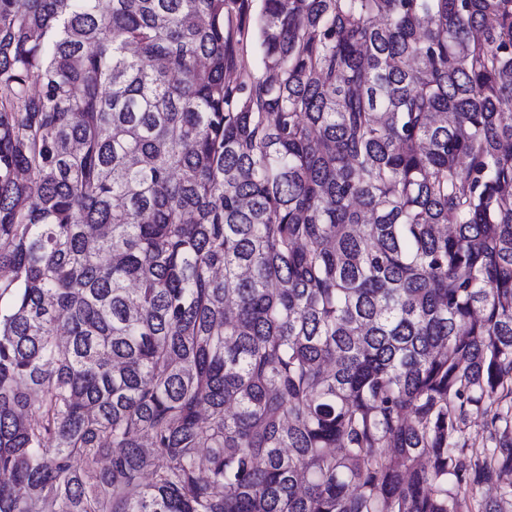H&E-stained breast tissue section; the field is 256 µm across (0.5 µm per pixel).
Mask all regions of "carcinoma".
I'll list each match as a JSON object with an SVG mask.
<instances>
[{
  "label": "carcinoma",
  "instance_id": "carcinoma-1",
  "mask_svg": "<svg viewBox=\"0 0 512 512\" xmlns=\"http://www.w3.org/2000/svg\"><path fill=\"white\" fill-rule=\"evenodd\" d=\"M101 2L0 0V512H512V0Z\"/></svg>",
  "mask_w": 512,
  "mask_h": 512
}]
</instances>
